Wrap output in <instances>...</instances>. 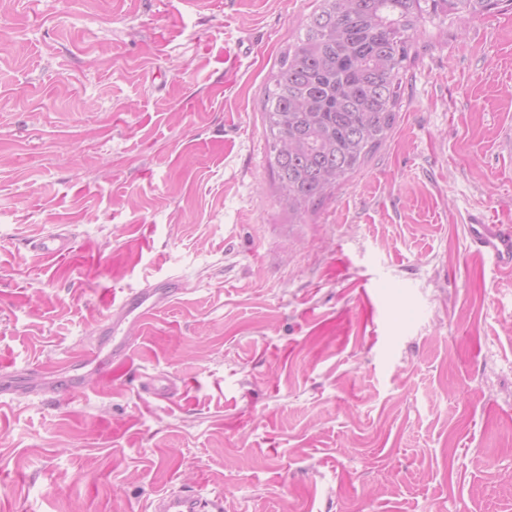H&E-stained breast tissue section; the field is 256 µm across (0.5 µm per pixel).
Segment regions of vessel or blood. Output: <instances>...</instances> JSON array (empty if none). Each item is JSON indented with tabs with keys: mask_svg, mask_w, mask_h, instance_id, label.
<instances>
[{
	"mask_svg": "<svg viewBox=\"0 0 512 512\" xmlns=\"http://www.w3.org/2000/svg\"><path fill=\"white\" fill-rule=\"evenodd\" d=\"M468 230L478 254L492 257L500 270L512 272V225L472 224ZM34 247L43 257L64 259L74 252L75 240L66 227L61 225L54 233L37 240ZM183 290L181 280L169 276L145 281L143 287L129 290L114 302L110 323L106 328L107 333L113 337V360H126L130 351L125 338L120 335L123 324L148 318ZM149 509L150 512H224V499L203 485L192 490L172 486L153 498Z\"/></svg>",
	"mask_w": 512,
	"mask_h": 512,
	"instance_id": "obj_1",
	"label": "vessel or blood"
}]
</instances>
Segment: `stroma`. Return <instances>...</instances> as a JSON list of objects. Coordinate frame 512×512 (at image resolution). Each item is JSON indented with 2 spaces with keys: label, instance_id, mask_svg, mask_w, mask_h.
<instances>
[{
  "label": "stroma",
  "instance_id": "35a3bbf8",
  "mask_svg": "<svg viewBox=\"0 0 512 512\" xmlns=\"http://www.w3.org/2000/svg\"><path fill=\"white\" fill-rule=\"evenodd\" d=\"M315 0H0V374L82 359L179 276L126 364L0 404V512H512V11L426 24L367 165L289 221L268 75ZM71 225L53 261L34 240ZM164 377L175 397L147 393ZM468 230L478 254L492 257L500 270L512 272V225L469 224ZM183 283L178 277L169 276L163 279L147 280L143 287L126 292L116 302L112 299L110 323L106 328L91 331L93 336L112 335V361H124L128 358L130 346L119 333L123 324L129 320H144L155 310L169 303L179 293H185ZM151 512H223V497L199 485L193 490L169 487L153 498L149 504Z\"/></svg>",
  "mask_w": 512,
  "mask_h": 512
}]
</instances>
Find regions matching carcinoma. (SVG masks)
<instances>
[{
  "label": "carcinoma",
  "mask_w": 512,
  "mask_h": 512,
  "mask_svg": "<svg viewBox=\"0 0 512 512\" xmlns=\"http://www.w3.org/2000/svg\"><path fill=\"white\" fill-rule=\"evenodd\" d=\"M512 0H319L262 99L280 202L300 219L361 169L398 118L426 22L453 25Z\"/></svg>",
  "instance_id": "carcinoma-1"
}]
</instances>
